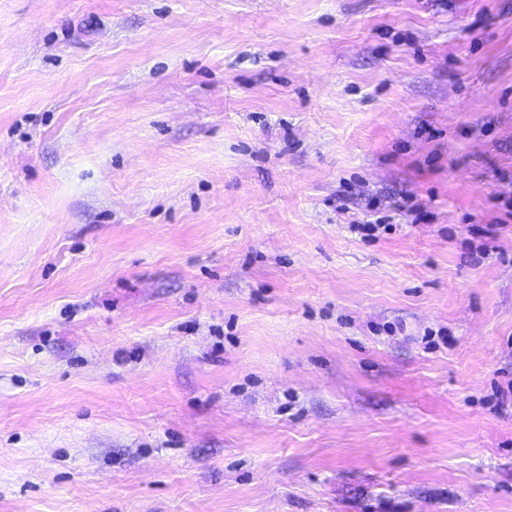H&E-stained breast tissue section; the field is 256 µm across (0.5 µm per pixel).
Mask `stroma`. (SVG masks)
Returning <instances> with one entry per match:
<instances>
[{
	"label": "stroma",
	"instance_id": "1",
	"mask_svg": "<svg viewBox=\"0 0 512 512\" xmlns=\"http://www.w3.org/2000/svg\"><path fill=\"white\" fill-rule=\"evenodd\" d=\"M511 382L512 0H0V512H512Z\"/></svg>",
	"mask_w": 512,
	"mask_h": 512
}]
</instances>
